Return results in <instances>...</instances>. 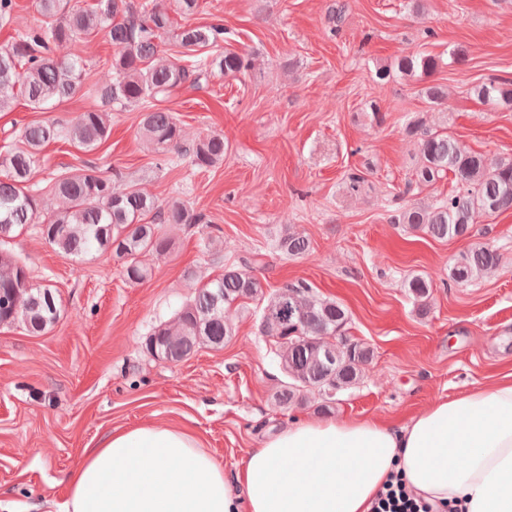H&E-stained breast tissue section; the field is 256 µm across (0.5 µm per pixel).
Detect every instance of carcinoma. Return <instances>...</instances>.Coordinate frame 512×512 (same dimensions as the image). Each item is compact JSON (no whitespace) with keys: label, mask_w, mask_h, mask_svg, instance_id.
<instances>
[{"label":"carcinoma","mask_w":512,"mask_h":512,"mask_svg":"<svg viewBox=\"0 0 512 512\" xmlns=\"http://www.w3.org/2000/svg\"><path fill=\"white\" fill-rule=\"evenodd\" d=\"M59 2L38 0L39 18L17 40L0 48V112L10 109L20 93L32 108L47 110L80 92L87 79L85 60L78 53L59 58L55 49L101 31L112 45L114 78L100 90V97L112 104L143 105L167 97L196 81L195 75L203 69L236 77L252 68V58L243 52L226 49L217 56L211 54L210 48L217 46L224 31L218 24H187L177 34L182 54L197 59L196 69L163 55L161 37L172 26L164 0H145L138 10L131 0H94L63 14ZM440 66L439 57L416 52L395 58L377 71V78L381 82L396 76L430 78ZM476 95L485 103L511 107L512 80L485 82L476 88ZM405 132L418 145L420 161L414 183L431 186L451 173L458 189L433 205L406 206L392 216V223L437 239L463 238L469 235L476 215L512 209L511 157L490 162L480 153L461 148L448 132L429 125L420 115L407 123ZM59 133L54 123L28 124L0 151V242H7L19 228L37 224L48 243L64 254L80 259L110 251L121 262L129 282H144L151 275L145 257L164 255L170 248L160 225L203 224L204 216L179 200L162 206L134 183L117 186L92 166L59 173L45 189L59 200L60 207L42 211V188L31 184V174L43 148ZM140 133L159 156L183 149L182 129L171 111L147 109L142 113ZM110 134L108 113L98 111L83 113L68 129L69 138L87 152L105 143ZM189 153L200 169L223 162L224 135H206ZM278 249L292 257L311 253L308 238L290 227L279 239ZM499 261L491 247H473L449 266L448 280L467 284ZM407 288L421 310H426L432 281L413 275ZM0 296L14 299L15 304L11 311L0 310V325L20 324L38 336L60 319L61 300L55 289L30 286L24 265L3 252ZM246 299L261 303L257 331L272 341L274 360L286 378L273 394L274 405L285 410L302 406L307 394L316 391L323 398L319 409L328 412L337 393L359 384L372 351L348 339L349 315L343 304L314 294L303 282L267 292L247 261L224 266L223 273L197 288L171 322L149 334L144 349L158 360L177 363L202 346L222 348L236 334L230 311Z\"/></svg>","instance_id":"carcinoma-1"}]
</instances>
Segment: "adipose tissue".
I'll return each instance as SVG.
<instances>
[{
    "label": "adipose tissue",
    "mask_w": 512,
    "mask_h": 512,
    "mask_svg": "<svg viewBox=\"0 0 512 512\" xmlns=\"http://www.w3.org/2000/svg\"><path fill=\"white\" fill-rule=\"evenodd\" d=\"M396 474L432 502L512 512V373L405 422L294 421L232 479L190 429H115L86 449L62 512H371Z\"/></svg>",
    "instance_id": "adipose-tissue-1"
}]
</instances>
